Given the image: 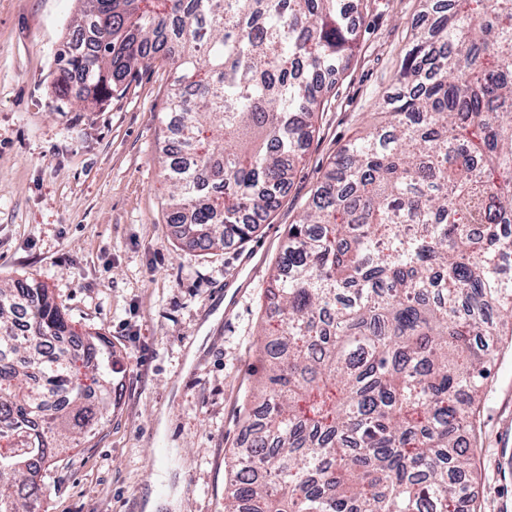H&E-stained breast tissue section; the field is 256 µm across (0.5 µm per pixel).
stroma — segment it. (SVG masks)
<instances>
[{"mask_svg": "<svg viewBox=\"0 0 512 512\" xmlns=\"http://www.w3.org/2000/svg\"><path fill=\"white\" fill-rule=\"evenodd\" d=\"M359 45L328 90L279 207L248 240L185 244L166 221L161 167L171 70L152 62L102 108L55 89L79 0H0V281L42 282L79 331L112 343L122 387L73 450L48 512H224V461L262 371L266 289L286 239L339 150L399 92L419 0H351ZM468 491L512 512V353L493 361Z\"/></svg>", "mask_w": 512, "mask_h": 512, "instance_id": "1", "label": "stroma"}]
</instances>
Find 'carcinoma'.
<instances>
[{
    "mask_svg": "<svg viewBox=\"0 0 512 512\" xmlns=\"http://www.w3.org/2000/svg\"><path fill=\"white\" fill-rule=\"evenodd\" d=\"M384 120L341 149L270 278L264 376L224 512H463L459 434L512 327V0H420ZM55 85L100 107L170 62V223L202 250L249 239L358 46L341 0H83ZM75 357L34 351L17 333ZM112 343L33 279L0 283V512H38L40 472L112 406Z\"/></svg>",
    "mask_w": 512,
    "mask_h": 512,
    "instance_id": "carcinoma-1",
    "label": "carcinoma"
}]
</instances>
